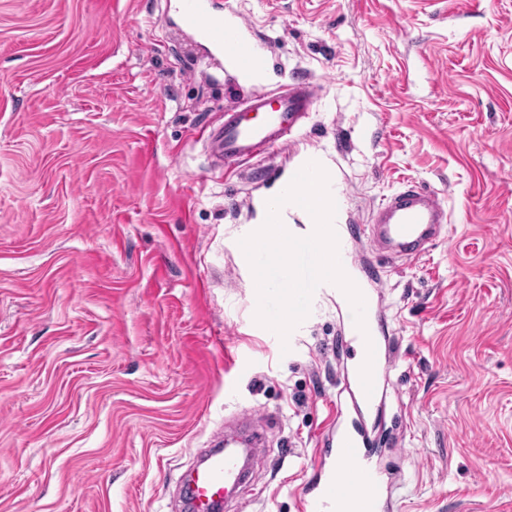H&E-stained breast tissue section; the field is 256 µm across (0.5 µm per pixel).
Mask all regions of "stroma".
Masks as SVG:
<instances>
[{
	"label": "stroma",
	"mask_w": 512,
	"mask_h": 512,
	"mask_svg": "<svg viewBox=\"0 0 512 512\" xmlns=\"http://www.w3.org/2000/svg\"><path fill=\"white\" fill-rule=\"evenodd\" d=\"M215 4L262 76L178 0H0V512H170L241 410L274 424L246 512H301L347 316L316 290L281 344L239 242L311 161L340 226L409 180L448 209L422 259L370 256L393 512H512V0ZM293 80L287 148L217 170L204 129ZM184 23L199 31L242 71L261 73L267 66L266 57L252 43L242 39L236 30L224 25V17L213 11L212 0H182Z\"/></svg>",
	"instance_id": "obj_1"
}]
</instances>
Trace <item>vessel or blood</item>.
Instances as JSON below:
<instances>
[{"instance_id": "1", "label": "vessel or blood", "mask_w": 512, "mask_h": 512, "mask_svg": "<svg viewBox=\"0 0 512 512\" xmlns=\"http://www.w3.org/2000/svg\"><path fill=\"white\" fill-rule=\"evenodd\" d=\"M185 24L199 31L242 71L263 72L266 57L252 43L230 30L214 12L213 0H182ZM315 98L312 83L283 85L279 90L260 89L244 103L227 109L222 124L208 130L210 154L232 170L240 163L286 147ZM448 213L436 194L409 181L373 210L367 224H352L339 242L343 269H357L371 284L381 270L360 257L358 246L367 243L406 262L418 260L446 229ZM365 329L348 322L338 337L337 354L358 359L373 355V391L365 393L359 368L345 371L350 406L336 405L327 416L316 450L311 486L303 490V512H392L394 484L374 460V443L365 425L377 412L383 388L395 358L384 336V309L380 295L365 297ZM236 423L245 437L231 436L209 449L186 479L179 512H213L229 503L234 492L249 480L267 437L266 427L252 417L238 415Z\"/></svg>"}]
</instances>
